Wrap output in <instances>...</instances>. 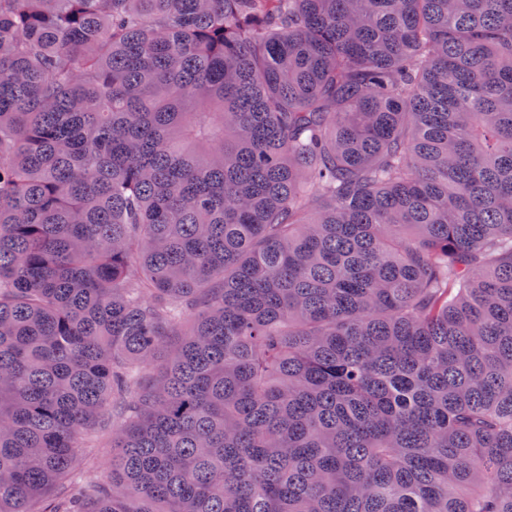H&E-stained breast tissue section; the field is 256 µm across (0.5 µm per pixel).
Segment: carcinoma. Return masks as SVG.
I'll list each match as a JSON object with an SVG mask.
<instances>
[{
	"label": "carcinoma",
	"mask_w": 512,
	"mask_h": 512,
	"mask_svg": "<svg viewBox=\"0 0 512 512\" xmlns=\"http://www.w3.org/2000/svg\"><path fill=\"white\" fill-rule=\"evenodd\" d=\"M0 512H512V0H0ZM107 435H101L92 445L88 448L87 459L91 470L107 473L108 464L112 458V448Z\"/></svg>",
	"instance_id": "cac0c4a2"
}]
</instances>
